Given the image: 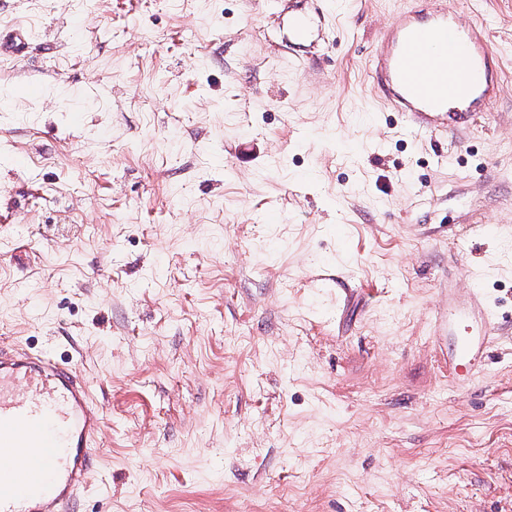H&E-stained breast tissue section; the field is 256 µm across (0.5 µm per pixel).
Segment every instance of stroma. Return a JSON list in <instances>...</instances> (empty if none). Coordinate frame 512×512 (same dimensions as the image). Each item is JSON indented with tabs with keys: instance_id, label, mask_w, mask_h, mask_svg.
Wrapping results in <instances>:
<instances>
[{
	"instance_id": "stroma-1",
	"label": "stroma",
	"mask_w": 512,
	"mask_h": 512,
	"mask_svg": "<svg viewBox=\"0 0 512 512\" xmlns=\"http://www.w3.org/2000/svg\"><path fill=\"white\" fill-rule=\"evenodd\" d=\"M429 0H0V343L102 409L71 512H512V0H457L502 91L379 111V28ZM496 224V237L481 227ZM477 272L499 333L448 371ZM33 52L30 33L25 26L0 27V56H30Z\"/></svg>"
}]
</instances>
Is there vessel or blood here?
Listing matches in <instances>:
<instances>
[{
  "label": "vessel or blood",
  "mask_w": 512,
  "mask_h": 512,
  "mask_svg": "<svg viewBox=\"0 0 512 512\" xmlns=\"http://www.w3.org/2000/svg\"><path fill=\"white\" fill-rule=\"evenodd\" d=\"M33 52L25 26L0 27V56ZM495 52L481 29L463 24L451 0L405 12L381 32L372 55L374 84L409 126L437 134L469 127L497 100ZM498 325L483 294L471 290L448 354L482 367ZM102 412L71 362L53 350L0 345V512H66L97 475L92 444Z\"/></svg>",
  "instance_id": "b4317fda"
}]
</instances>
